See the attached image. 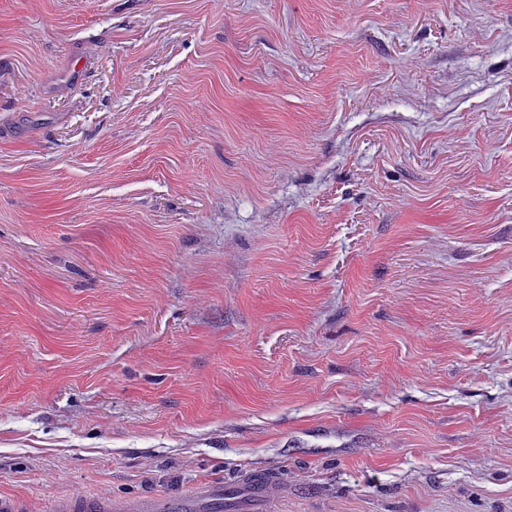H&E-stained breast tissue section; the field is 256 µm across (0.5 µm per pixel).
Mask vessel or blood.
I'll list each match as a JSON object with an SVG mask.
<instances>
[{"mask_svg": "<svg viewBox=\"0 0 512 512\" xmlns=\"http://www.w3.org/2000/svg\"><path fill=\"white\" fill-rule=\"evenodd\" d=\"M269 477L258 472L247 484L225 487L220 481H201L182 498L146 496L115 500L75 491L55 499L52 512H254L267 499Z\"/></svg>", "mask_w": 512, "mask_h": 512, "instance_id": "vessel-or-blood-1", "label": "vessel or blood"}]
</instances>
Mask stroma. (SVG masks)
Listing matches in <instances>:
<instances>
[{
    "label": "stroma",
    "mask_w": 512,
    "mask_h": 512,
    "mask_svg": "<svg viewBox=\"0 0 512 512\" xmlns=\"http://www.w3.org/2000/svg\"><path fill=\"white\" fill-rule=\"evenodd\" d=\"M512 512V0H0V493Z\"/></svg>",
    "instance_id": "stroma-1"
}]
</instances>
